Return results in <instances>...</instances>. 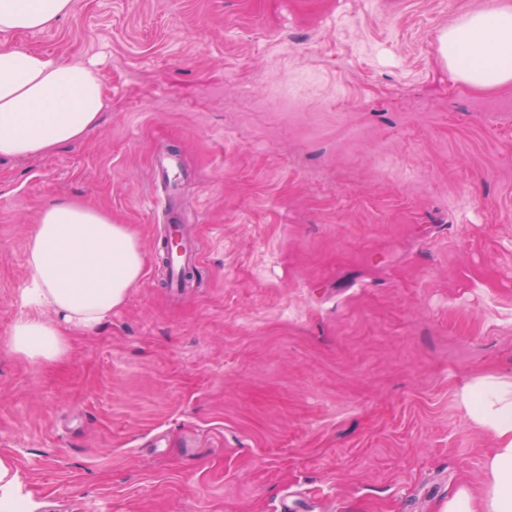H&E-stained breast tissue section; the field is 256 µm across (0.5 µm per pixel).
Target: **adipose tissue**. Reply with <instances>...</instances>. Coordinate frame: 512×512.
Masks as SVG:
<instances>
[{"mask_svg":"<svg viewBox=\"0 0 512 512\" xmlns=\"http://www.w3.org/2000/svg\"><path fill=\"white\" fill-rule=\"evenodd\" d=\"M72 0H0V158L46 155L85 138L108 106L94 64L64 63L11 45L10 35L37 32L67 16ZM453 76L493 91L512 85V5L468 14L439 37ZM25 314L7 348L32 363L69 349V334L87 332L122 305L143 273L144 256L126 225L74 198L50 202L27 246ZM470 424L494 446L483 462L480 492L461 485L441 512H512V374L470 376L457 390Z\"/></svg>","mask_w":512,"mask_h":512,"instance_id":"obj_1","label":"adipose tissue"}]
</instances>
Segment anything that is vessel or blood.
Wrapping results in <instances>:
<instances>
[{"instance_id":"1","label":"vessel or blood","mask_w":512,"mask_h":512,"mask_svg":"<svg viewBox=\"0 0 512 512\" xmlns=\"http://www.w3.org/2000/svg\"><path fill=\"white\" fill-rule=\"evenodd\" d=\"M155 184L165 195L162 209L164 222L159 228V240L169 247L165 285L179 291L182 274L200 260V248L186 238L183 229L182 205L179 186L185 177L177 152L171 151L159 158L154 165Z\"/></svg>"}]
</instances>
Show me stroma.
<instances>
[{
	"label": "stroma",
	"mask_w": 512,
	"mask_h": 512,
	"mask_svg": "<svg viewBox=\"0 0 512 512\" xmlns=\"http://www.w3.org/2000/svg\"><path fill=\"white\" fill-rule=\"evenodd\" d=\"M503 0H73L12 45L95 61L86 138L0 159V456L27 512H441L492 443L458 386L512 373V86L439 35ZM178 150L192 286H163L155 158ZM60 197L145 267L67 356L5 347Z\"/></svg>",
	"instance_id": "obj_1"
}]
</instances>
